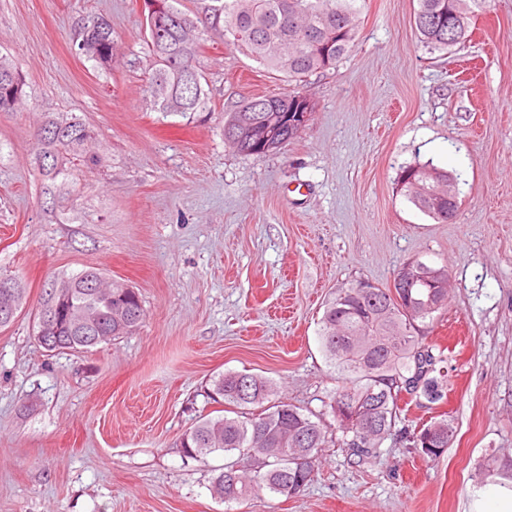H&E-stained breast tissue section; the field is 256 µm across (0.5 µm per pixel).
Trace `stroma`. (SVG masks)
I'll return each instance as SVG.
<instances>
[{"label":"stroma","mask_w":512,"mask_h":512,"mask_svg":"<svg viewBox=\"0 0 512 512\" xmlns=\"http://www.w3.org/2000/svg\"><path fill=\"white\" fill-rule=\"evenodd\" d=\"M417 0H362L350 56L307 78L317 110L279 153L224 143V114L292 85L225 44L198 59L209 109L151 108L142 0H0V55L24 100L0 112V276L26 302L0 329V512H470L512 474V0H482L464 44L429 53ZM112 24L103 71L76 55L77 22ZM48 112L93 131L98 164L75 191L42 192L33 132ZM452 172L461 206L438 224L398 183L402 167ZM447 266L448 305L424 323L448 386L405 423L447 414L436 461L386 440L355 465L336 444L299 496L230 505L210 486L223 454L180 439L215 415L214 376L263 375L328 427L338 375L318 338L323 303L359 281L392 285L406 260ZM100 268L141 297L142 323L84 352H47L36 310L51 283Z\"/></svg>","instance_id":"35a3bbf8"}]
</instances>
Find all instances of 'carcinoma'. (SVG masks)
Listing matches in <instances>:
<instances>
[{
    "label": "carcinoma",
    "instance_id": "1",
    "mask_svg": "<svg viewBox=\"0 0 512 512\" xmlns=\"http://www.w3.org/2000/svg\"><path fill=\"white\" fill-rule=\"evenodd\" d=\"M169 15H144L149 49L145 92L157 112H204L208 92L197 66L205 41L218 40L264 68L301 82L309 75L338 66L352 52L358 37V0H201L193 12L181 0H163ZM480 0H418L414 14L420 42L429 52L446 51L448 23L457 14L473 15ZM73 45L79 56L96 66H111L115 43L112 26L98 15L77 24ZM24 82L12 61L0 56V112H12L23 99ZM291 91L242 100L224 113V143L244 155L282 150L299 134L284 117L290 112L314 114L316 103ZM34 164L49 194L71 193L72 160L96 165L100 156L87 149L91 131L76 116L46 114L34 131ZM448 171L431 163L402 169L399 183L410 202L438 224L448 223V209L458 212L459 196L448 203ZM406 287H380L370 282L333 292L324 304L318 336L324 355L337 370L341 384L330 402L339 447L359 463L374 457L401 420L406 391L410 399L430 403L444 396L447 357L436 345L422 342L418 323L445 309L448 289L432 281H448V269L419 261L403 264ZM63 292L70 304L90 311L111 339L128 334L141 321L138 293L114 280L104 292L85 288L79 276L45 291L50 305ZM25 289L12 277H0V306L18 309ZM89 348L81 335L47 333L49 352ZM212 394L238 409L236 416L197 420L184 434L181 450L190 458L221 452L228 461L213 478L211 491L224 503L240 502L261 489L287 498L301 494L314 481L319 452L332 438L327 427L300 408L278 397L272 382L258 375L226 372L212 380ZM346 412H339L340 407ZM455 435L453 419L433 417L420 429L405 433L420 455L436 460Z\"/></svg>",
    "mask_w": 512,
    "mask_h": 512
}]
</instances>
